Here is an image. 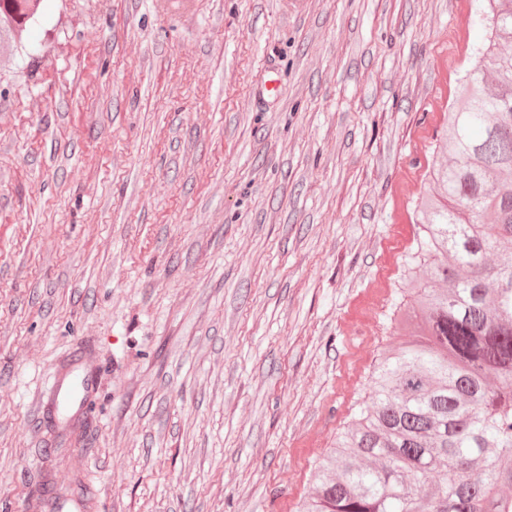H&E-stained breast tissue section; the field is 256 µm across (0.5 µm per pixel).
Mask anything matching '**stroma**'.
Masks as SVG:
<instances>
[{
  "label": "stroma",
  "instance_id": "stroma-1",
  "mask_svg": "<svg viewBox=\"0 0 512 512\" xmlns=\"http://www.w3.org/2000/svg\"><path fill=\"white\" fill-rule=\"evenodd\" d=\"M475 7L46 0L0 62V512H293L409 299ZM68 356L99 387L61 436Z\"/></svg>",
  "mask_w": 512,
  "mask_h": 512
}]
</instances>
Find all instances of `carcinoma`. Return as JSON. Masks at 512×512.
Here are the masks:
<instances>
[{
    "label": "carcinoma",
    "instance_id": "carcinoma-1",
    "mask_svg": "<svg viewBox=\"0 0 512 512\" xmlns=\"http://www.w3.org/2000/svg\"><path fill=\"white\" fill-rule=\"evenodd\" d=\"M45 0H0V55ZM480 44L417 198L409 304L373 390L315 468L297 512H512V0Z\"/></svg>",
    "mask_w": 512,
    "mask_h": 512
}]
</instances>
